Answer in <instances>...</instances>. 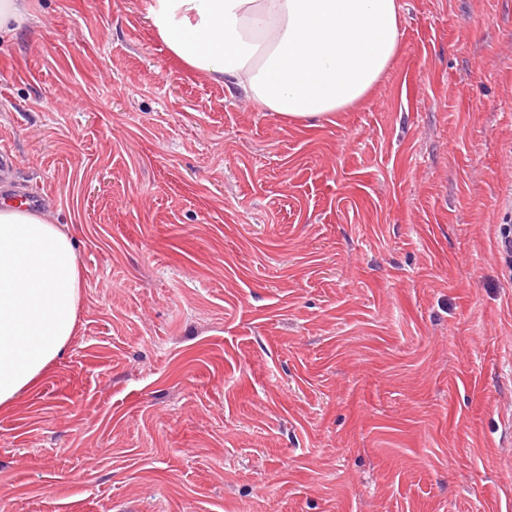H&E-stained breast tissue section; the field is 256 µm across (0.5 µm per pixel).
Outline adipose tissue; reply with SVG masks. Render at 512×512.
Listing matches in <instances>:
<instances>
[{
	"label": "adipose tissue",
	"instance_id": "1",
	"mask_svg": "<svg viewBox=\"0 0 512 512\" xmlns=\"http://www.w3.org/2000/svg\"><path fill=\"white\" fill-rule=\"evenodd\" d=\"M171 54L263 111L331 120L395 59L402 0H144ZM73 239L44 212L0 200V407L30 391L74 334Z\"/></svg>",
	"mask_w": 512,
	"mask_h": 512
}]
</instances>
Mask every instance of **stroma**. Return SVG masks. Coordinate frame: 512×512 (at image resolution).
<instances>
[{"instance_id":"stroma-1","label":"stroma","mask_w":512,"mask_h":512,"mask_svg":"<svg viewBox=\"0 0 512 512\" xmlns=\"http://www.w3.org/2000/svg\"><path fill=\"white\" fill-rule=\"evenodd\" d=\"M329 122L187 68L143 0H27L0 149L77 247L0 408V512H512V0H403Z\"/></svg>"}]
</instances>
